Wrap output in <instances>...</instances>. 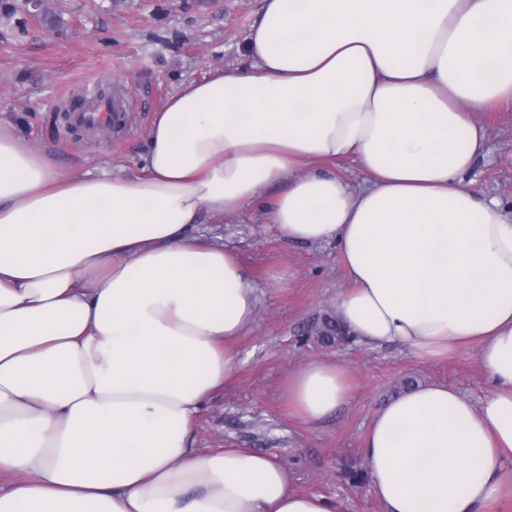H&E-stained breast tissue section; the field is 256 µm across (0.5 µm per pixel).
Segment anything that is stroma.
<instances>
[{
    "label": "stroma",
    "mask_w": 512,
    "mask_h": 512,
    "mask_svg": "<svg viewBox=\"0 0 512 512\" xmlns=\"http://www.w3.org/2000/svg\"><path fill=\"white\" fill-rule=\"evenodd\" d=\"M260 10L261 0H41L37 19L22 28L0 14V117L67 174L136 169L153 113L182 83L248 63L246 37ZM105 79L124 90L126 127L107 136L68 129L62 106L93 95ZM474 119L487 138L462 185L512 211V105ZM190 233L233 250L259 298L238 343L234 379L198 415L197 447L272 454L295 490L333 499L340 512H384L369 485L352 487L342 468L363 467L371 417L405 380L442 381L481 404L492 383L476 346L443 358L396 344L323 348L307 330L349 286L335 243L286 241L256 206L229 223L192 225ZM312 362L337 364L352 385L349 404L316 424L293 416L283 397L289 378Z\"/></svg>",
    "instance_id": "35a3bbf8"
}]
</instances>
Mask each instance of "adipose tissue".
I'll use <instances>...</instances> for the list:
<instances>
[{
  "instance_id": "obj_1",
  "label": "adipose tissue",
  "mask_w": 512,
  "mask_h": 512,
  "mask_svg": "<svg viewBox=\"0 0 512 512\" xmlns=\"http://www.w3.org/2000/svg\"><path fill=\"white\" fill-rule=\"evenodd\" d=\"M251 63L185 83L138 170L64 174L0 122V512H336L274 457L201 450L258 297L185 232L276 183L268 223L332 241L358 341L424 357L474 344L481 405L440 382L385 402L363 443L385 512H487L512 464V218L461 186L512 104V0H262ZM353 161V185L329 166ZM284 397L315 423L349 402L311 363Z\"/></svg>"
}]
</instances>
